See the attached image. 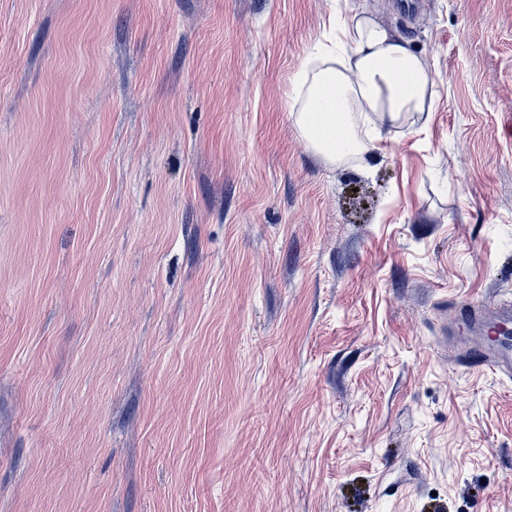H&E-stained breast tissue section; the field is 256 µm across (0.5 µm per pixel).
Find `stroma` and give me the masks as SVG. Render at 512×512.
<instances>
[{
	"label": "stroma",
	"mask_w": 512,
	"mask_h": 512,
	"mask_svg": "<svg viewBox=\"0 0 512 512\" xmlns=\"http://www.w3.org/2000/svg\"><path fill=\"white\" fill-rule=\"evenodd\" d=\"M432 111L331 165L334 12ZM512 0H0V512H512ZM454 317L473 333L481 335L482 345L456 347L461 366L490 368L500 375L512 376V345L503 331L512 329V306L507 304L471 303L453 306Z\"/></svg>",
	"instance_id": "obj_1"
}]
</instances>
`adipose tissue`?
Instances as JSON below:
<instances>
[{
    "instance_id": "obj_1",
    "label": "adipose tissue",
    "mask_w": 512,
    "mask_h": 512,
    "mask_svg": "<svg viewBox=\"0 0 512 512\" xmlns=\"http://www.w3.org/2000/svg\"><path fill=\"white\" fill-rule=\"evenodd\" d=\"M293 96L295 126L333 164L363 158L386 128L433 106L422 58L365 14L338 21L303 62Z\"/></svg>"
}]
</instances>
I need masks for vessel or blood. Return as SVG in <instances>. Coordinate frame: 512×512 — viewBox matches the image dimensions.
I'll return each mask as SVG.
<instances>
[{"label":"vessel or blood","mask_w":512,"mask_h":512,"mask_svg":"<svg viewBox=\"0 0 512 512\" xmlns=\"http://www.w3.org/2000/svg\"><path fill=\"white\" fill-rule=\"evenodd\" d=\"M453 311L458 322L483 339L482 344L477 346H458L460 365L469 368L487 367L511 377L512 340L504 338L503 332L512 329V306L482 302L457 305Z\"/></svg>","instance_id":"1"}]
</instances>
